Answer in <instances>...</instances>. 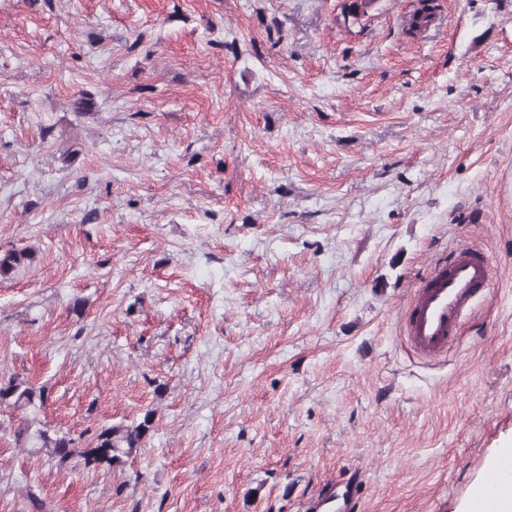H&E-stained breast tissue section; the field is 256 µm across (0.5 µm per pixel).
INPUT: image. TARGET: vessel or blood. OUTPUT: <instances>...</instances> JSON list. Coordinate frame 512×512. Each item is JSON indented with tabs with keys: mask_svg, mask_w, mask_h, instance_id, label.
Listing matches in <instances>:
<instances>
[{
	"mask_svg": "<svg viewBox=\"0 0 512 512\" xmlns=\"http://www.w3.org/2000/svg\"><path fill=\"white\" fill-rule=\"evenodd\" d=\"M490 282L488 257L460 249L416 289L406 322L410 343L425 354L442 352L457 334L463 309L475 296L487 294Z\"/></svg>",
	"mask_w": 512,
	"mask_h": 512,
	"instance_id": "obj_1",
	"label": "vessel or blood"
}]
</instances>
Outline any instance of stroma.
<instances>
[{
    "label": "stroma",
    "mask_w": 512,
    "mask_h": 512,
    "mask_svg": "<svg viewBox=\"0 0 512 512\" xmlns=\"http://www.w3.org/2000/svg\"><path fill=\"white\" fill-rule=\"evenodd\" d=\"M348 3L0 0V380L47 395L0 512H464L512 448V0ZM462 246L491 293L418 354ZM150 409L112 468L33 438ZM490 282L488 257L461 248L415 290L406 322L410 343L425 354L442 352L457 335L463 309L475 296L486 295Z\"/></svg>",
    "instance_id": "1"
}]
</instances>
